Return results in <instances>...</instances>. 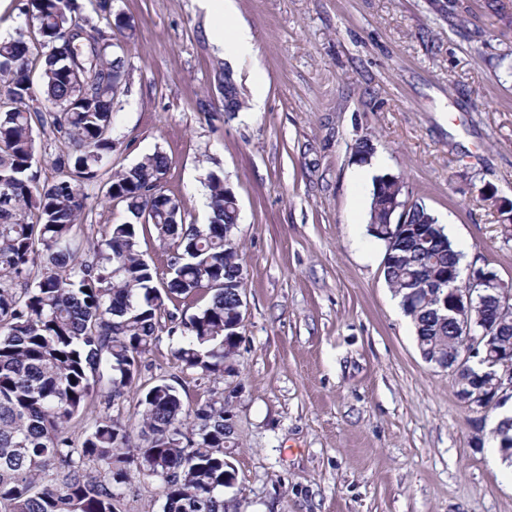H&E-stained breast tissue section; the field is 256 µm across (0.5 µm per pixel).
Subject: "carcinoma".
I'll list each match as a JSON object with an SVG mask.
<instances>
[{
	"instance_id": "1",
	"label": "carcinoma",
	"mask_w": 512,
	"mask_h": 512,
	"mask_svg": "<svg viewBox=\"0 0 512 512\" xmlns=\"http://www.w3.org/2000/svg\"><path fill=\"white\" fill-rule=\"evenodd\" d=\"M21 12L36 25L0 41V181L9 186L0 198V279L15 284L0 285V512H115L118 490L134 474L159 480L163 512H224V400L186 402L173 383L158 380L141 399L145 448L132 447L126 428L107 415L78 448L68 425L90 402L123 397L164 320L168 335L180 336L175 357L184 369L224 377L240 343L235 290L245 273L234 237L224 236L225 226L238 224L236 205L211 173L209 223H181L173 198H155L167 158L148 154L104 185V198L129 220L108 225L95 260L79 259L72 244L88 208L83 186L112 155L125 77L121 46L100 20L119 32L129 23L110 18L111 0H96L95 17L77 0H24ZM39 99L72 108L43 112ZM47 128L67 150L53 161L57 178L42 182L33 171L34 132ZM404 195L396 176L375 177L369 224L397 223L394 200ZM144 212L149 223H136ZM148 232L176 265L163 283L139 251ZM401 233L405 247L384 279L424 357L440 361L454 339L434 309L461 286L448 281V267L461 269L462 254L418 202ZM90 462L94 473L85 469Z\"/></svg>"
}]
</instances>
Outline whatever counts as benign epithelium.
Returning a JSON list of instances; mask_svg holds the SVG:
<instances>
[{
    "label": "benign epithelium",
    "instance_id": "1",
    "mask_svg": "<svg viewBox=\"0 0 512 512\" xmlns=\"http://www.w3.org/2000/svg\"><path fill=\"white\" fill-rule=\"evenodd\" d=\"M445 307L455 316L448 318L457 329L455 347L448 355V371L457 386V396L480 419L512 400V349L500 346L501 314L512 307V284L503 282L494 271L469 268L464 285L455 288ZM498 366L487 372L488 393H473L472 367L482 362ZM512 422L501 418L491 429L499 437V450L512 457Z\"/></svg>",
    "mask_w": 512,
    "mask_h": 512
}]
</instances>
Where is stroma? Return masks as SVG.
Segmentation results:
<instances>
[{
    "label": "stroma",
    "instance_id": "obj_1",
    "mask_svg": "<svg viewBox=\"0 0 512 512\" xmlns=\"http://www.w3.org/2000/svg\"><path fill=\"white\" fill-rule=\"evenodd\" d=\"M126 92L113 111L112 159L84 191L81 258L107 225L109 176L145 155L184 223L208 221L205 181L237 197L246 269L241 342L223 378L200 380L160 333L118 403L90 405L69 429L81 442L102 414L137 432L145 388L166 378L189 397H223L233 435L224 457L240 512H512V463L457 398L448 371L421 356L371 235L376 175L401 177L464 263L512 283V0H232L254 58L228 61L200 0H112ZM231 68L247 105L225 114L218 74ZM264 74L254 88V70ZM261 106H254V97ZM371 155L358 157L357 140ZM161 484L123 487L120 512H162Z\"/></svg>",
    "mask_w": 512,
    "mask_h": 512
}]
</instances>
